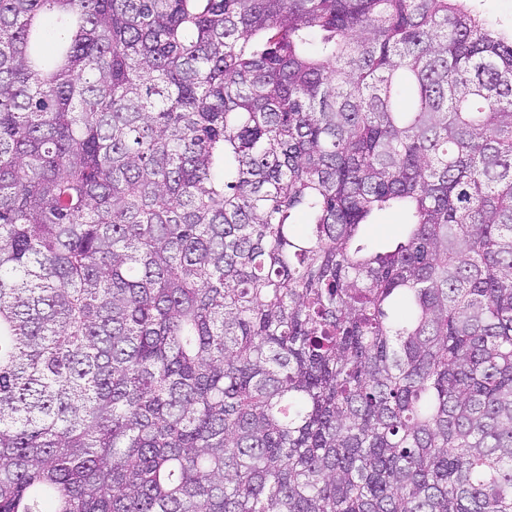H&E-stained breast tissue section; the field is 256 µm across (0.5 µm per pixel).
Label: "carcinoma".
<instances>
[{
  "mask_svg": "<svg viewBox=\"0 0 512 512\" xmlns=\"http://www.w3.org/2000/svg\"><path fill=\"white\" fill-rule=\"evenodd\" d=\"M474 2L0 0V512H512ZM403 214L399 211H389L379 215L374 223L365 228L366 235L377 244H384L395 238L402 230Z\"/></svg>",
  "mask_w": 512,
  "mask_h": 512,
  "instance_id": "1",
  "label": "carcinoma"
}]
</instances>
